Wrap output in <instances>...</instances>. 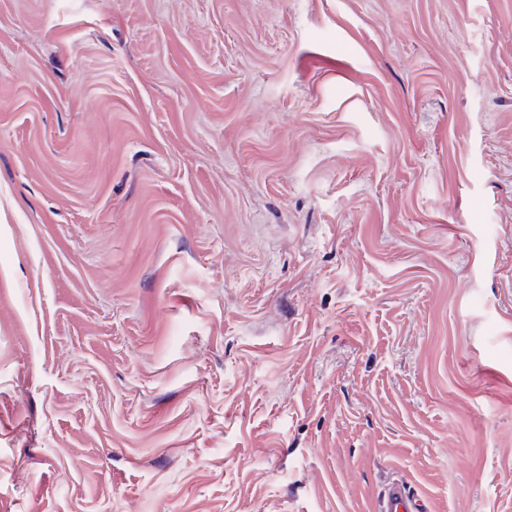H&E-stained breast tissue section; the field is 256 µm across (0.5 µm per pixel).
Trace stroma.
<instances>
[{
  "label": "stroma",
  "instance_id": "35a3bbf8",
  "mask_svg": "<svg viewBox=\"0 0 512 512\" xmlns=\"http://www.w3.org/2000/svg\"><path fill=\"white\" fill-rule=\"evenodd\" d=\"M512 512V0H0V512ZM426 503L412 493L403 480L389 483L378 497L377 512H425Z\"/></svg>",
  "mask_w": 512,
  "mask_h": 512
}]
</instances>
